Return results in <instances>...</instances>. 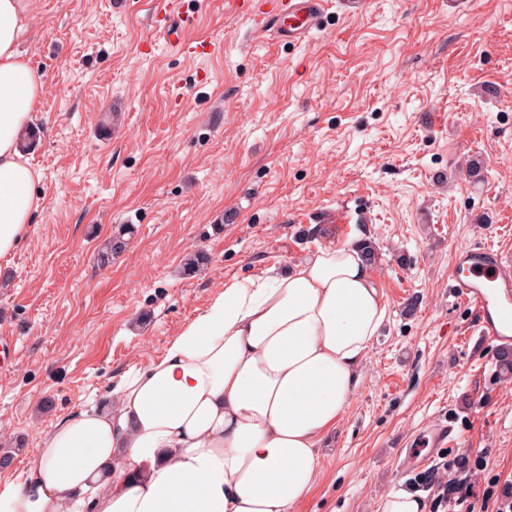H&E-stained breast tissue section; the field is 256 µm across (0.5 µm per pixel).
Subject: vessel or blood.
Listing matches in <instances>:
<instances>
[{
    "label": "vessel or blood",
    "mask_w": 512,
    "mask_h": 512,
    "mask_svg": "<svg viewBox=\"0 0 512 512\" xmlns=\"http://www.w3.org/2000/svg\"><path fill=\"white\" fill-rule=\"evenodd\" d=\"M226 6L232 16H251L256 34L273 31L299 43L320 31L325 12V0H226ZM198 22L196 13L171 9L168 0H159L151 16L153 31L174 50L195 57L221 54L219 41L206 37L184 40V33L195 29ZM452 265L455 297L473 307L479 336L493 350L512 348V259L482 244L455 251ZM447 443L448 426L439 422L421 432L411 453L417 458L423 449H441Z\"/></svg>",
    "instance_id": "b4317fda"
}]
</instances>
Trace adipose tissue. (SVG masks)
I'll return each instance as SVG.
<instances>
[{
  "mask_svg": "<svg viewBox=\"0 0 512 512\" xmlns=\"http://www.w3.org/2000/svg\"><path fill=\"white\" fill-rule=\"evenodd\" d=\"M32 5L0 0V259L38 208L20 149L42 93L20 49ZM385 313L355 242L226 285L110 405L43 435L22 481L0 485V512H294Z\"/></svg>",
  "mask_w": 512,
  "mask_h": 512,
  "instance_id": "adipose-tissue-1",
  "label": "adipose tissue"
}]
</instances>
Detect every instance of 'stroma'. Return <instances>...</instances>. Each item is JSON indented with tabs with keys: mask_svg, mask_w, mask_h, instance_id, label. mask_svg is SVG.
Here are the masks:
<instances>
[{
	"mask_svg": "<svg viewBox=\"0 0 512 512\" xmlns=\"http://www.w3.org/2000/svg\"><path fill=\"white\" fill-rule=\"evenodd\" d=\"M224 2L184 0L198 35L224 44L201 59L161 39L143 54L155 0H35L23 49L42 97L24 158L41 199L0 259V331L15 342L0 366V449L13 455L0 482L51 425L160 358L226 284L364 234L386 316L296 512H378L420 488L409 444L443 416L452 432L432 468L451 479L445 462L463 457L476 491L500 490L512 374L450 284L462 247L512 255V0H326L302 43L256 38ZM124 226L126 249L102 262ZM195 250L207 259L185 271Z\"/></svg>",
	"mask_w": 512,
	"mask_h": 512,
	"instance_id": "obj_1",
	"label": "stroma"
}]
</instances>
